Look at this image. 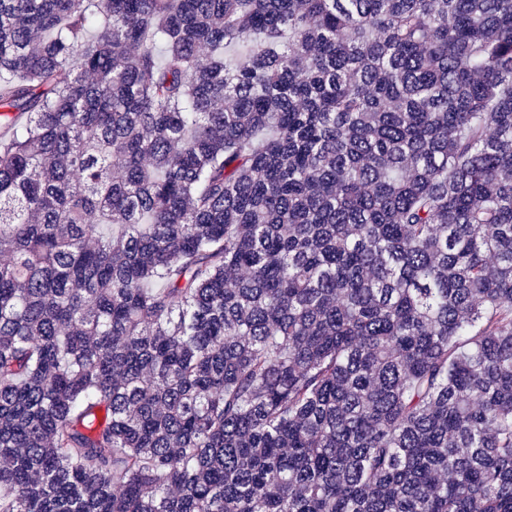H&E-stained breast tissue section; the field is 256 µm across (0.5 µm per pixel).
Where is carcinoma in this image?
Here are the masks:
<instances>
[{
    "label": "carcinoma",
    "mask_w": 512,
    "mask_h": 512,
    "mask_svg": "<svg viewBox=\"0 0 512 512\" xmlns=\"http://www.w3.org/2000/svg\"><path fill=\"white\" fill-rule=\"evenodd\" d=\"M0 512H512V0H0Z\"/></svg>",
    "instance_id": "1"
}]
</instances>
